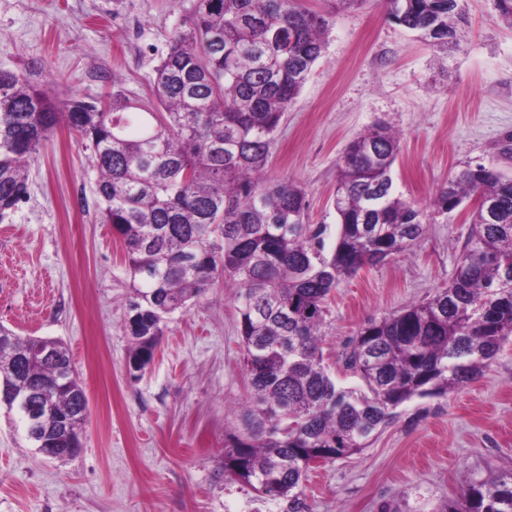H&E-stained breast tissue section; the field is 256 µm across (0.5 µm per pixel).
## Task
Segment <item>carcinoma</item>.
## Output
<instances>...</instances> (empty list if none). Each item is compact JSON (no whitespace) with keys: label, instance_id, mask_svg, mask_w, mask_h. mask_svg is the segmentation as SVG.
I'll use <instances>...</instances> for the list:
<instances>
[{"label":"carcinoma","instance_id":"1","mask_svg":"<svg viewBox=\"0 0 512 512\" xmlns=\"http://www.w3.org/2000/svg\"><path fill=\"white\" fill-rule=\"evenodd\" d=\"M459 0H386L389 15L439 49L456 39ZM330 19L297 0H190L155 69L151 100L114 92L58 105L0 70V222L28 195V167L58 125L91 156L103 221L123 241L133 288L128 371L153 360L167 319L222 279L236 288L248 397L224 451V476L303 512L310 465L368 447L402 405L445 396L490 367L512 338V178L462 170L436 193L448 214L481 197L448 287L363 325L343 352L359 384L329 373L321 347L333 289L365 266L411 250L426 233L417 204L396 193L399 137L384 124L337 162V231L307 224L305 191L263 172L285 112L321 58ZM43 409L16 427L50 447L59 420L89 406L61 340L0 325V384ZM436 512H512V472L467 481Z\"/></svg>","mask_w":512,"mask_h":512}]
</instances>
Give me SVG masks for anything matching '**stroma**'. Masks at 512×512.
Wrapping results in <instances>:
<instances>
[{"label":"stroma","instance_id":"1","mask_svg":"<svg viewBox=\"0 0 512 512\" xmlns=\"http://www.w3.org/2000/svg\"><path fill=\"white\" fill-rule=\"evenodd\" d=\"M328 15L322 57L285 112L266 179L306 192L308 221L335 225L336 163L349 140L383 123L400 135V194L424 211L412 252L366 267L329 299L323 355L355 385L341 353L358 329L447 287L470 231L469 204L431 207L448 179L495 164L512 133V28L495 0H461L458 40L440 50L389 19L382 0ZM187 0H0V69L59 102L120 91L149 100L154 70ZM91 152L66 126L28 170L29 196L0 222V324L60 339L84 383L89 418L71 458L45 457L0 410V512H284L224 476L247 381L231 284L216 283L169 319L139 378L127 368L132 298L122 242L102 220ZM512 470V341L457 392L402 406L347 459L311 466L309 512H438L463 481Z\"/></svg>","mask_w":512,"mask_h":512}]
</instances>
